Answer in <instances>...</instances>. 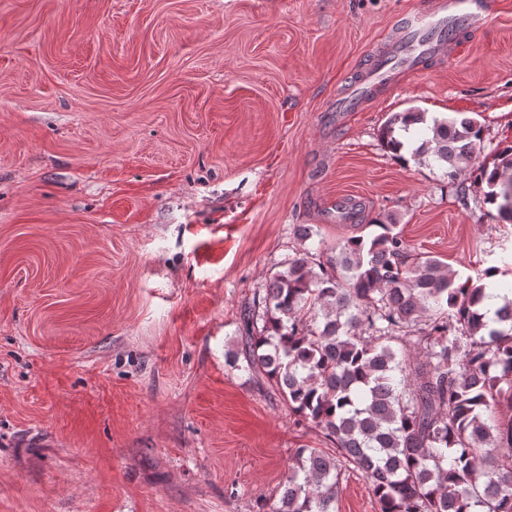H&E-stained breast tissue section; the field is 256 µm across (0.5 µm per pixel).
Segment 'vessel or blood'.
Wrapping results in <instances>:
<instances>
[{"mask_svg":"<svg viewBox=\"0 0 512 512\" xmlns=\"http://www.w3.org/2000/svg\"><path fill=\"white\" fill-rule=\"evenodd\" d=\"M495 0H418L390 29V40L372 67L336 101L339 112L362 109L374 87L391 83L397 71L421 73L425 61L453 44L461 31L483 27Z\"/></svg>","mask_w":512,"mask_h":512,"instance_id":"1","label":"vessel or blood"}]
</instances>
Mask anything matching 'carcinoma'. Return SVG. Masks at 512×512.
I'll use <instances>...</instances> for the list:
<instances>
[{
	"instance_id": "obj_1",
	"label": "carcinoma",
	"mask_w": 512,
	"mask_h": 512,
	"mask_svg": "<svg viewBox=\"0 0 512 512\" xmlns=\"http://www.w3.org/2000/svg\"><path fill=\"white\" fill-rule=\"evenodd\" d=\"M381 141L454 179L482 143L462 112L389 116ZM495 220L512 224V145L476 168ZM353 236L320 260L287 255L243 309L229 366L261 375L334 445L295 451L263 512H336L345 470L365 476L378 512H512V298L483 312L487 284L412 252L396 232Z\"/></svg>"
}]
</instances>
